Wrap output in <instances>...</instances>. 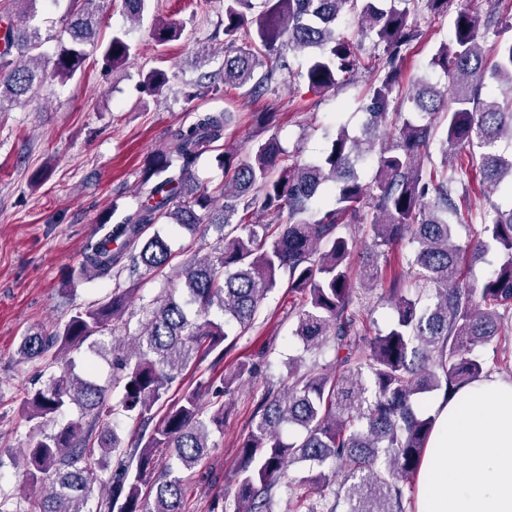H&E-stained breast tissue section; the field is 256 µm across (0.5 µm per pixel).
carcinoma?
Instances as JSON below:
<instances>
[{
	"label": "carcinoma",
	"instance_id": "1",
	"mask_svg": "<svg viewBox=\"0 0 512 512\" xmlns=\"http://www.w3.org/2000/svg\"><path fill=\"white\" fill-rule=\"evenodd\" d=\"M12 2L14 20L0 38V112L25 102L49 76L62 83L73 78L88 45L98 47L112 70L130 56L126 34L102 44L96 39L105 0H83L51 62L41 51L39 29L24 25L37 0ZM447 8L448 0H224L222 82L247 85L257 98L278 83L283 50L306 55L303 78L313 93L335 89L353 73L365 41L382 51L384 73L371 86L361 134L339 126L325 152L307 162L287 155L275 136L255 142L245 160L227 148L224 172L232 176L214 193L196 183L192 167L224 139L235 114L204 112L168 131L165 149L143 165L147 202L116 224L99 225L101 239L84 254L79 277H110L117 266L149 272L168 265L170 247L155 229L163 221L186 229L204 224L223 246L183 266L180 297L170 294L146 309L139 334L128 343L134 362L122 363L114 379L121 398L112 406L106 390L78 375L66 355L88 340L99 353L120 349L108 344L105 332L131 291L116 288L52 333L22 339L21 359L58 366L42 387L28 392L27 418H55L72 405L81 416L33 438L24 478L42 492L25 506L1 497L0 512H184L181 473L205 455L211 433L224 430V405H204L199 388L169 393L228 339L226 326L250 329L267 294L283 282L295 298L294 335L309 351L331 345L339 372L317 359L289 364L288 387L267 390L240 445L233 492L215 499L210 512H228L230 496L233 512H273L283 497L284 512H337L341 499L346 512H406L405 486L420 471L434 426L420 402L433 391L448 394L490 376L474 349L505 335L512 319V202L491 204L464 245L448 222L460 217L456 198L467 192L448 160L454 150L478 156L472 184L512 193V154L498 149L502 139L512 138V100L482 97L488 79L512 88V39L498 43L493 61L483 55L482 42L500 36L503 17L494 7L460 8L449 41L430 61L444 82L421 78L406 94L398 82L406 48L422 35L421 12ZM348 13L357 16L358 43L337 34ZM179 32L172 23H154L162 42ZM168 82L159 69L143 75L157 95ZM399 98L405 110L391 123L389 107ZM367 155L376 166L370 181L360 170ZM175 160L179 172L170 175ZM284 211L288 222L274 221ZM264 216L273 220L259 222ZM366 221L374 255L413 245L402 256L406 272L394 273L388 285L395 320L370 337L350 312L361 288L379 278L376 267L356 272L352 266L356 226ZM492 251L500 255L492 273L479 285L468 283L465 267ZM160 404L165 412L155 424ZM121 422L138 429L126 447L116 432ZM285 426L298 430L289 441L282 437ZM158 448L170 450L171 463L161 469L154 461ZM295 462L328 464L342 473L343 497L308 500L310 485L325 476L290 482L287 470ZM110 466L109 490L92 511L87 505L98 472ZM146 485L153 492L148 507Z\"/></svg>",
	"mask_w": 512,
	"mask_h": 512
}]
</instances>
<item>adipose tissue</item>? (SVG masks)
I'll list each match as a JSON object with an SVG mask.
<instances>
[{"label":"adipose tissue","instance_id":"1","mask_svg":"<svg viewBox=\"0 0 512 512\" xmlns=\"http://www.w3.org/2000/svg\"><path fill=\"white\" fill-rule=\"evenodd\" d=\"M430 407L415 512H512V382L482 379ZM452 456L463 468L449 467Z\"/></svg>","mask_w":512,"mask_h":512}]
</instances>
